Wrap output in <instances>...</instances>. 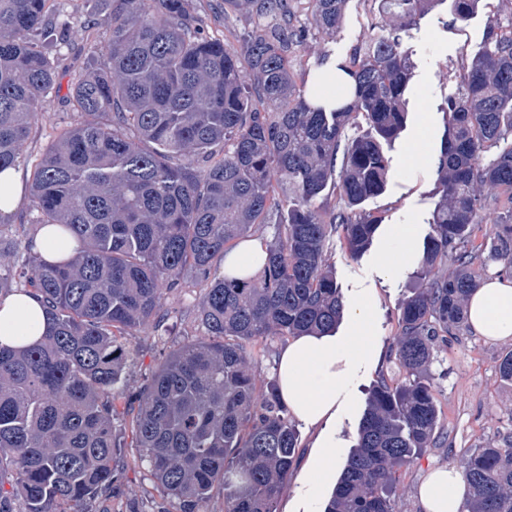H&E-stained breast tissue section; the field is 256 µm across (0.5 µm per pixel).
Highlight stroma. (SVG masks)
Returning <instances> with one entry per match:
<instances>
[{
    "instance_id": "1",
    "label": "stroma",
    "mask_w": 512,
    "mask_h": 512,
    "mask_svg": "<svg viewBox=\"0 0 512 512\" xmlns=\"http://www.w3.org/2000/svg\"><path fill=\"white\" fill-rule=\"evenodd\" d=\"M193 6L206 31L222 40L230 53L241 54L244 34L251 27L249 16L224 0H193ZM492 15L512 19V0H491L490 6H478L464 22L454 19L449 0H444L416 25L403 29L380 0H348L339 28L330 34L313 30L297 51L294 69L298 72L304 63L321 54L330 61L345 62L373 28L382 25L398 28L402 48L413 64L406 94L407 123L387 148L390 168L386 187L363 204L365 211L381 221L373 242L357 255L350 253L341 239H332L328 245V263L336 274L344 305L352 306L364 295L371 300L370 334L380 353L375 364L348 384L351 401L327 428L336 437L339 462H346L357 443L358 426L377 381L399 376L389 354L398 330L399 308L416 285L439 199L436 162L446 121L444 107L448 97L457 94V75L466 58L482 43ZM78 120V115L65 107L60 93L45 96L25 144L27 162L20 166L19 178L27 179L32 165L39 162L58 133ZM34 217L28 193H21L9 223L0 226V263L24 259L22 243L38 233ZM403 225L412 229V243L395 242L389 237V230ZM405 250L410 257L403 261L399 255ZM204 294V285L191 279L183 288L164 291L160 314L168 335L159 336L149 329L119 334V344L135 352L124 374L129 398L137 396L145 378L174 346L206 338L207 331L199 320ZM511 352L512 339L492 341L469 326L449 337L447 345L436 347L430 371L445 443L440 448L426 449L401 469L396 489L400 512H425L418 488L432 469L457 465L466 448L499 447L503 435L512 432V384L501 380L497 370L499 359ZM128 419L126 401L119 402L114 427L126 446L112 459L118 480L112 491L89 503L90 512H177V502L154 482L141 464L137 449L130 447ZM296 428L299 441L293 475L283 486L278 502L287 505L289 512H323L339 476L334 473L318 479L312 491L301 490L303 468L319 430L302 422Z\"/></svg>"
}]
</instances>
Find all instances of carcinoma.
Instances as JSON below:
<instances>
[{
    "label": "carcinoma",
    "mask_w": 512,
    "mask_h": 512,
    "mask_svg": "<svg viewBox=\"0 0 512 512\" xmlns=\"http://www.w3.org/2000/svg\"><path fill=\"white\" fill-rule=\"evenodd\" d=\"M230 2L254 19L245 72L198 24L191 0H86L78 26L55 0H0V174L22 164L39 103L62 73L61 48L80 39L93 54L64 95L82 121L62 129L29 186L35 223L70 233L75 255L0 267V291L22 282L49 322L31 346L0 345V512H12L13 496L20 512H89L112 485L121 447L113 420L133 356L114 331L167 332L162 293L188 272L207 283L199 319L212 339L177 346L141 387L132 442L179 512H204L217 485L225 512H277L299 436L277 383L256 395L249 344L336 329L344 303L325 250L336 234L353 253L373 240L380 219L361 205L385 189V146L406 125L413 66L395 32L374 35L334 70L316 58L314 82L349 84V102L328 110L297 85L293 54L311 28H338L347 0H308L309 25L293 0ZM382 2L408 27L444 0ZM477 3L452 0L456 19ZM102 24L109 37L99 56ZM459 83L445 107L421 287L398 318L404 380L371 392L325 512H398L399 468L443 444L434 347L459 333L488 263L512 274V207L489 232L480 218L482 187L512 203V30L490 19ZM359 117L365 131L346 137ZM330 183L339 207L326 222L318 199ZM272 214L260 272L213 271L216 256ZM447 261L450 275L438 272ZM458 463L468 512H512V433Z\"/></svg>",
    "instance_id": "carcinoma-1"
}]
</instances>
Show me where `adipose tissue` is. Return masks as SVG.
<instances>
[{
    "instance_id": "1",
    "label": "adipose tissue",
    "mask_w": 512,
    "mask_h": 512,
    "mask_svg": "<svg viewBox=\"0 0 512 512\" xmlns=\"http://www.w3.org/2000/svg\"><path fill=\"white\" fill-rule=\"evenodd\" d=\"M355 333L303 334L282 350L278 382L293 416L311 426L336 419V406L357 365L372 361L376 350L369 336L370 302L349 310ZM468 322L493 341L512 339V281H484L467 301ZM47 325L45 308L33 293L13 292L0 298V345L20 347L39 340ZM468 495L462 473L453 466L431 472L419 488L425 512H461Z\"/></svg>"
}]
</instances>
